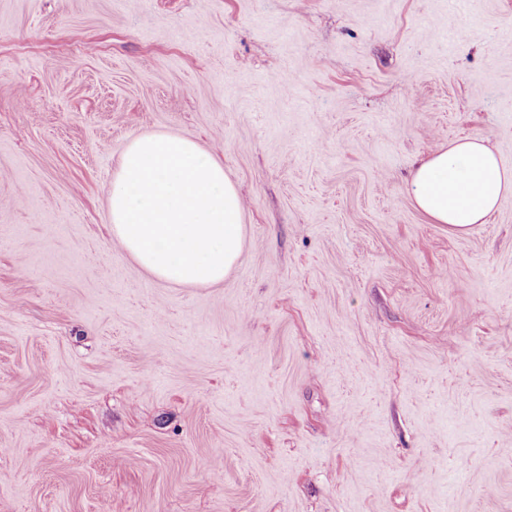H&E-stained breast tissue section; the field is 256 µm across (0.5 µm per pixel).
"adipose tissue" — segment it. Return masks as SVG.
Returning a JSON list of instances; mask_svg holds the SVG:
<instances>
[{
	"mask_svg": "<svg viewBox=\"0 0 512 512\" xmlns=\"http://www.w3.org/2000/svg\"><path fill=\"white\" fill-rule=\"evenodd\" d=\"M406 193L431 223L463 233L512 193V169L483 138L440 147L415 169ZM244 205L223 163L197 142L142 134L112 177V237L159 281L223 283L246 242Z\"/></svg>",
	"mask_w": 512,
	"mask_h": 512,
	"instance_id": "ef3b65f1",
	"label": "adipose tissue"
}]
</instances>
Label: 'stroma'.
<instances>
[{"label":"stroma","instance_id":"stroma-1","mask_svg":"<svg viewBox=\"0 0 512 512\" xmlns=\"http://www.w3.org/2000/svg\"><path fill=\"white\" fill-rule=\"evenodd\" d=\"M141 134L245 200L224 283L157 281L107 193ZM512 0H0V512H512ZM406 193L432 224L460 233L484 224L512 193V169L501 164L482 137L441 146L415 169Z\"/></svg>","mask_w":512,"mask_h":512}]
</instances>
